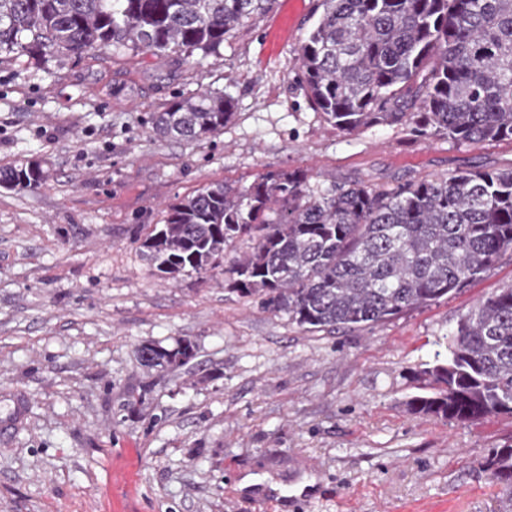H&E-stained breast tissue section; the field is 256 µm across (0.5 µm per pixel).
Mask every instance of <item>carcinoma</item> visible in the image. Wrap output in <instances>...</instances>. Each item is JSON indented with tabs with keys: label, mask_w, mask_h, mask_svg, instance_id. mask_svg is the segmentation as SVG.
<instances>
[{
	"label": "carcinoma",
	"mask_w": 512,
	"mask_h": 512,
	"mask_svg": "<svg viewBox=\"0 0 512 512\" xmlns=\"http://www.w3.org/2000/svg\"><path fill=\"white\" fill-rule=\"evenodd\" d=\"M273 0H0V55L44 59L97 47L211 55ZM299 47L312 105L342 131L411 125L457 142L512 139V0H322ZM221 91L152 116L154 135L203 141L235 116ZM36 161L0 167V185L36 188ZM249 250L236 253L242 238ZM171 279L227 274L234 289L307 329L385 321L465 286L512 251V169L461 171L385 192L319 190L304 170L247 187L214 182L172 205L141 243ZM232 256L229 265L224 259ZM148 368L181 367L194 346L143 341ZM437 390L412 413L445 420L512 416V286L457 322L448 358L423 371ZM480 468L512 512V446Z\"/></svg>",
	"instance_id": "carcinoma-1"
}]
</instances>
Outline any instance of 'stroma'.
<instances>
[{
  "mask_svg": "<svg viewBox=\"0 0 512 512\" xmlns=\"http://www.w3.org/2000/svg\"><path fill=\"white\" fill-rule=\"evenodd\" d=\"M322 11L274 0L204 58H0V167L48 171L33 190L0 186V512H495L478 463L512 444V416L456 423L408 402L432 393L423 371L460 316L512 286L511 253L429 305L319 331L228 276L161 278L140 251L213 182L301 169L321 189L391 190L512 169V140L328 123L297 77ZM204 90L237 103L220 134H152L153 113ZM183 339L188 364L141 365L139 343ZM249 475L264 484L240 488Z\"/></svg>",
  "mask_w": 512,
  "mask_h": 512,
  "instance_id": "35a3bbf8",
  "label": "stroma"
}]
</instances>
